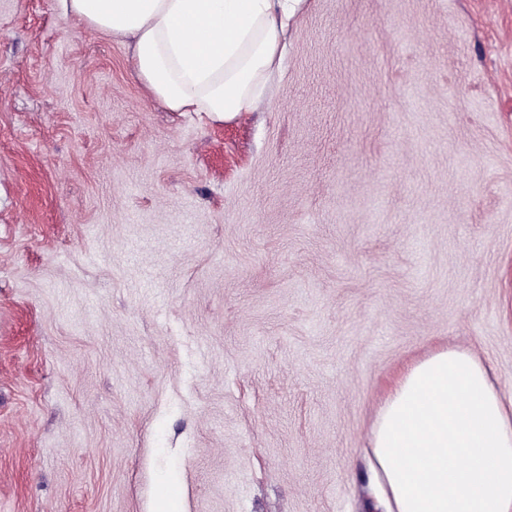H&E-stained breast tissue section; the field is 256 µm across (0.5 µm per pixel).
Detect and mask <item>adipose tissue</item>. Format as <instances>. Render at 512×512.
Here are the masks:
<instances>
[{"label":"adipose tissue","mask_w":512,"mask_h":512,"mask_svg":"<svg viewBox=\"0 0 512 512\" xmlns=\"http://www.w3.org/2000/svg\"><path fill=\"white\" fill-rule=\"evenodd\" d=\"M92 29L133 40L151 95L224 121L250 111L302 0H61ZM367 458L382 512H512V398L467 350L440 348L401 373Z\"/></svg>","instance_id":"ef3b65f1"}]
</instances>
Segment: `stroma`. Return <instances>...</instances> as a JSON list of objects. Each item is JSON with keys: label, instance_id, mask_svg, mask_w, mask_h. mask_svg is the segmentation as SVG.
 I'll use <instances>...</instances> for the list:
<instances>
[{"label": "stroma", "instance_id": "obj_1", "mask_svg": "<svg viewBox=\"0 0 512 512\" xmlns=\"http://www.w3.org/2000/svg\"><path fill=\"white\" fill-rule=\"evenodd\" d=\"M438 346L512 395V0H306L225 121L0 0V512H367Z\"/></svg>", "mask_w": 512, "mask_h": 512}]
</instances>
